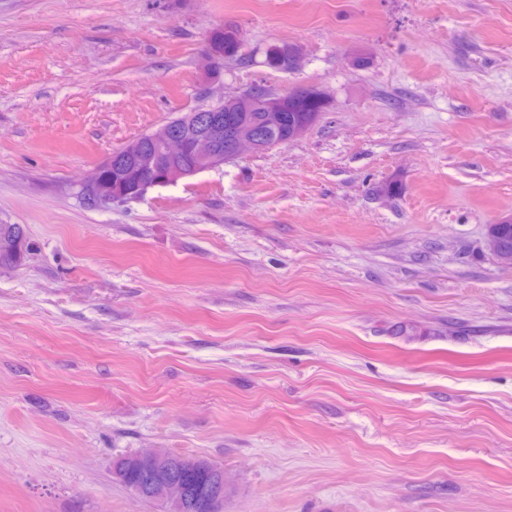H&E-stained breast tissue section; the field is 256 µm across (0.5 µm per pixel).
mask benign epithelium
<instances>
[{
  "label": "benign epithelium",
  "instance_id": "benign-epithelium-1",
  "mask_svg": "<svg viewBox=\"0 0 512 512\" xmlns=\"http://www.w3.org/2000/svg\"><path fill=\"white\" fill-rule=\"evenodd\" d=\"M285 95L272 93L265 88L253 87L237 96L227 98L216 105L199 107L189 118L167 122L150 133L152 148L130 146L136 150L137 169L142 173L157 170L166 165L164 176L176 182L187 176L217 168L225 161L248 150L253 153L266 151L276 142L257 134L249 125L244 113L252 110L265 112L269 124L279 122ZM232 130V148L224 150V125ZM85 200L100 206L122 198L120 188L112 180L89 175L82 184ZM138 466L149 481V496L169 506L167 512H181L185 503V488L182 480L174 474V468L185 465L195 470L207 471L211 464L200 458L173 459L158 450L137 455ZM230 487L224 471L214 472L209 488L208 510L212 512L224 505Z\"/></svg>",
  "mask_w": 512,
  "mask_h": 512
}]
</instances>
